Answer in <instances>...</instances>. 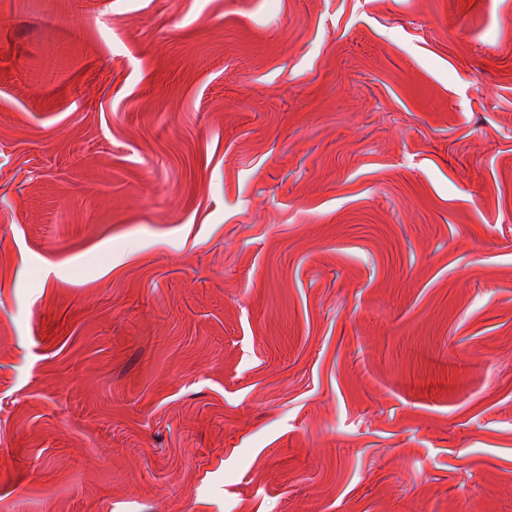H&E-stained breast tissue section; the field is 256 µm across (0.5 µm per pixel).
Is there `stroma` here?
<instances>
[{"label": "stroma", "instance_id": "stroma-1", "mask_svg": "<svg viewBox=\"0 0 512 512\" xmlns=\"http://www.w3.org/2000/svg\"><path fill=\"white\" fill-rule=\"evenodd\" d=\"M0 512H512V0H0Z\"/></svg>", "mask_w": 512, "mask_h": 512}]
</instances>
